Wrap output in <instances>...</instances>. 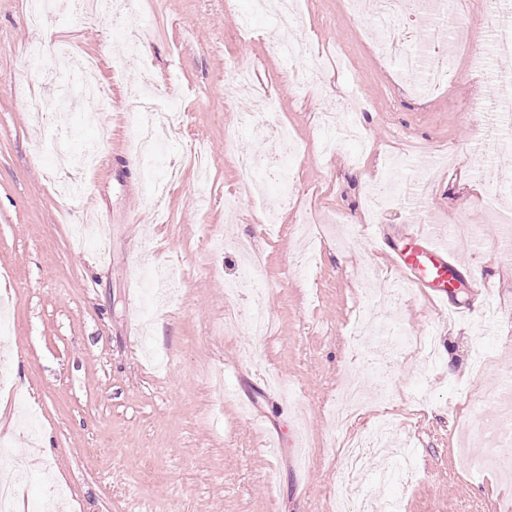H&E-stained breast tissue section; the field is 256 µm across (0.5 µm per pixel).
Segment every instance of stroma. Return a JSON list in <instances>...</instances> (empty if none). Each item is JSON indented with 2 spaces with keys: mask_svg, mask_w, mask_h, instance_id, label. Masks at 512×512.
I'll return each mask as SVG.
<instances>
[{
  "mask_svg": "<svg viewBox=\"0 0 512 512\" xmlns=\"http://www.w3.org/2000/svg\"><path fill=\"white\" fill-rule=\"evenodd\" d=\"M139 0L128 30L111 19L83 25L76 13L29 23L31 0H0V296L10 299L13 332L0 359V476L24 470L18 512H31L50 484L68 488L62 512H329L339 481V443L367 437L366 415L338 428L330 414L341 379L362 361L387 364V407L398 438L420 466L395 486L402 512H512V477L491 468L460 473L483 424L497 421L498 378L512 374V255L501 249L492 210L512 211L502 174L488 175L481 124L462 119L496 85L473 68L489 47L484 0H459L456 23L471 49L447 43L448 83L417 91L377 45L370 15L346 0H307L295 32L328 68L320 90L298 92L292 70L266 36L268 17L252 0ZM251 15L253 37H236ZM96 60L95 80L112 88L98 104L47 112L64 92L45 71L57 44ZM40 56H30L31 46ZM254 67L257 94L224 104L228 67ZM186 113L164 142L167 167L146 175L129 148L136 119L129 92L143 66ZM42 79L36 98L16 96L11 78ZM365 101L352 112L360 140L338 139L324 154L323 97ZM273 99L276 122L293 131L281 151L296 196L242 195L238 154L259 150L264 126L238 115ZM97 144L101 164L86 167L76 144ZM404 159L400 183L422 185L379 214L390 235L425 216L433 242L460 275L446 303L409 285L388 293L398 272L369 233L336 242V217L363 227L366 195ZM81 182L83 195L71 194ZM475 227L476 243L449 244V225ZM224 247L209 250L210 238ZM264 262L259 288L236 308L263 306V336L224 324V284L243 272L242 249ZM183 281L178 301L148 308L167 265ZM369 314L420 339L436 332L434 358L410 346L389 354L384 337L351 333Z\"/></svg>",
  "mask_w": 512,
  "mask_h": 512,
  "instance_id": "stroma-1",
  "label": "stroma"
}]
</instances>
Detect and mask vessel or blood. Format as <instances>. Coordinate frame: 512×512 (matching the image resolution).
Segmentation results:
<instances>
[{"label": "vessel or blood", "instance_id": "vessel-or-blood-1", "mask_svg": "<svg viewBox=\"0 0 512 512\" xmlns=\"http://www.w3.org/2000/svg\"><path fill=\"white\" fill-rule=\"evenodd\" d=\"M392 260L404 281L427 289L429 296L441 303L459 275L447 252L421 232H401L398 246L392 249Z\"/></svg>", "mask_w": 512, "mask_h": 512}]
</instances>
